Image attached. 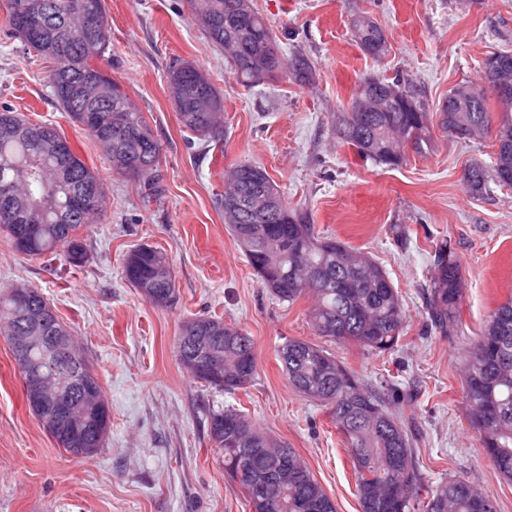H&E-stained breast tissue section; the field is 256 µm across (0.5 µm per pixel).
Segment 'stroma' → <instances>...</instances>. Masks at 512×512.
<instances>
[{
	"mask_svg": "<svg viewBox=\"0 0 512 512\" xmlns=\"http://www.w3.org/2000/svg\"><path fill=\"white\" fill-rule=\"evenodd\" d=\"M283 56L304 53L316 79L282 77L243 85L223 51L195 22L189 0H105L106 72L144 112L162 144V194L143 200L140 184L110 169L98 143L73 123L49 87L51 64L12 36L0 4V107L54 125L98 172L108 207L85 231L88 262L30 257L0 231V289L41 290L83 349L103 387L111 428L103 448L79 459L58 448L25 404L11 346L0 335V512H251L224 472L208 434L212 411L241 409L262 431L295 448L337 512H360L354 474L328 410L296 392L277 356L284 339L327 348L369 386H397L409 400L403 420L420 471L432 483L473 484L512 512V483L485 456L462 391L470 342L512 298V188L473 197L465 168L488 162L493 137L460 142L435 136L405 148L396 167L362 160L338 142L333 117L358 82L400 76L436 112L459 82L482 80L491 52L512 50V0H253ZM365 15L386 32L390 51L375 60L351 34ZM197 65L224 99V139L197 140L181 127L169 97V65ZM265 168L289 208L307 212L319 235L372 257L389 274L406 310L403 337L376 354L331 343L309 322L311 298L288 304L258 281L224 222V171ZM448 241L465 290L449 336L425 331L423 288L433 253ZM148 244L165 253L179 302H147L122 274L124 256ZM205 314L243 329L257 373L229 394L193 379L177 362L183 322Z\"/></svg>",
	"mask_w": 512,
	"mask_h": 512,
	"instance_id": "35a3bbf8",
	"label": "stroma"
}]
</instances>
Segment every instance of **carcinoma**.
Masks as SVG:
<instances>
[{"mask_svg": "<svg viewBox=\"0 0 512 512\" xmlns=\"http://www.w3.org/2000/svg\"><path fill=\"white\" fill-rule=\"evenodd\" d=\"M89 2L98 8V28H73L70 17L82 13ZM236 0H190L200 27L218 48L231 43L237 50L231 65L242 82L253 81L252 63L270 49L278 48L275 36L258 11L239 14L231 10ZM22 8L44 23L40 34L26 31L15 19ZM6 21L28 50L49 60L50 88L66 83L92 86L93 99L85 104L54 94L72 122L82 128L95 126L110 133L112 148L136 163L151 160L146 168L131 166L126 176L143 182L148 191L160 189L158 165L162 144L142 112L127 105L129 97L102 68L110 44L104 0H7ZM355 41L364 53L380 58L388 51L386 33L375 22L353 21ZM199 68L176 60L167 71V83L180 85L181 126L200 141L221 139L223 129L210 126L213 106L223 103L216 87L199 88L191 77ZM291 74L299 82L314 76L311 61L302 53L289 59H271L270 78ZM392 84L411 99L416 111L401 103L377 112L363 102L369 92L383 93ZM486 87L466 81L456 85L449 96L457 98L463 112L448 109L447 102L435 112L437 119L419 101L418 91L396 76L362 79L351 99L334 118L336 137L357 149L364 160L398 166L404 156L400 145L416 149L432 139L433 128L444 135L467 140L461 131L484 128L493 122ZM501 135L495 138L491 170L481 165L470 169L466 185L475 196L487 191L488 172L495 181L512 187V100L496 97ZM21 127L17 137L0 135V182L17 184V207H31L36 230L22 235V227L0 213V228L13 247L32 256L54 254L71 267L88 260L82 230L102 220L106 194L96 172L74 152L57 128L46 132L45 123H32L9 108L0 109V127ZM224 184L239 196L242 207L236 216L224 219L232 236L243 247L247 262L261 284L280 301L293 303L304 296L314 299L309 311L313 328L334 342L353 343L367 350L388 353L403 335L406 314L398 290L388 274L368 255L358 252L332 236H319L307 215L288 208L275 181L259 165L240 162L224 172ZM98 192L93 207L79 210L72 198L81 192ZM271 195L274 206L258 213L251 200L258 194ZM123 273L136 288H149L168 306L178 303L175 277L167 256L150 245L128 253ZM463 295L460 265L444 240L436 246L433 274L427 288V314L431 330L446 335L458 326ZM49 303L38 289L17 284L0 291V334L27 327L29 312L47 308ZM205 321L224 325V381L206 385L234 392L245 389L256 374L253 341L243 330L213 316H197L189 322ZM278 359L288 383L307 399L329 410L336 430L344 439L352 462L356 494L361 512H480L468 493V484L450 479L427 485L417 467L415 448L401 417L347 365L326 349L297 339L285 340ZM34 368L52 372L73 396L87 384L103 392L100 380L87 359L69 357L54 360L46 349H36L17 364L22 380ZM465 396L470 423L477 432L488 460L497 472L512 482V299L500 304L473 341L465 358ZM261 432L238 409L214 411L209 416L210 438L224 458V472L231 480L242 468L252 471L255 482L240 485L252 512H336L331 498L302 463L295 449L273 442L275 450L253 454L252 445L238 436L241 427ZM57 447L77 458H90L103 447L75 443L65 428L49 432Z\"/></svg>", "mask_w": 512, "mask_h": 512, "instance_id": "1", "label": "carcinoma"}]
</instances>
